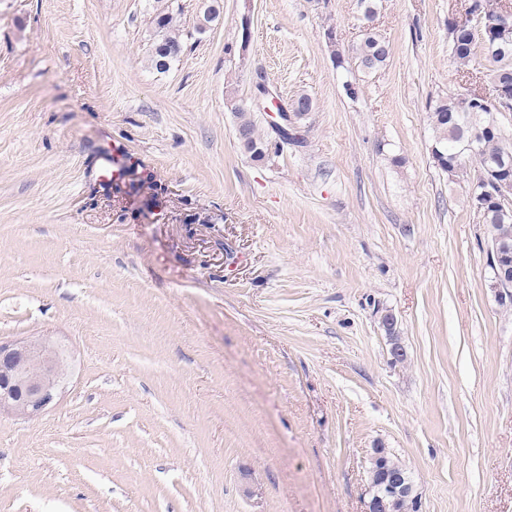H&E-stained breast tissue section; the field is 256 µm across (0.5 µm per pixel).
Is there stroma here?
Returning a JSON list of instances; mask_svg holds the SVG:
<instances>
[{
  "label": "stroma",
  "mask_w": 512,
  "mask_h": 512,
  "mask_svg": "<svg viewBox=\"0 0 512 512\" xmlns=\"http://www.w3.org/2000/svg\"><path fill=\"white\" fill-rule=\"evenodd\" d=\"M206 2L0 0V341L75 356L40 417L0 415V512H365L376 448L421 512H512V304L431 157L464 0H377L370 74L360 0H222L204 28ZM260 82L313 106L255 162L231 102ZM159 40L154 46V61L157 69L165 70L171 60L183 51V43L173 31L174 16L170 12H160L154 19ZM389 57V45L376 32L365 34L361 43L354 51L357 68L364 73H373L385 65Z\"/></svg>",
  "instance_id": "35a3bbf8"
}]
</instances>
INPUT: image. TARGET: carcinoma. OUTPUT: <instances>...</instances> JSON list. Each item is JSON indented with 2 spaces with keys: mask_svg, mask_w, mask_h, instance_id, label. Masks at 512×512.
<instances>
[{
  "mask_svg": "<svg viewBox=\"0 0 512 512\" xmlns=\"http://www.w3.org/2000/svg\"><path fill=\"white\" fill-rule=\"evenodd\" d=\"M159 40L154 46V61L157 69L165 70L171 60L183 51V43L173 31L174 16L170 12H160L154 19ZM451 62L460 77H465L474 69L477 54L460 46L448 45ZM482 55L490 63L486 79L489 84L485 98L466 99L460 94L439 98L429 107V120L432 128V145L440 152L436 166L448 171V163L460 158L473 171H483L497 167L500 151L505 144L499 128L494 134L471 145L469 136L477 128L497 124L496 112L499 111L490 100L499 88L512 93V41L504 42L489 35L482 45ZM389 57V45L376 32L365 34L354 51L357 68L365 73H373L385 65ZM238 119L237 138L241 147L253 151L266 149V142L253 120L250 109L244 105L234 108ZM484 223L492 224L490 243L497 244L504 258L497 264L501 283L512 289V223L493 224L491 215L484 217Z\"/></svg>",
  "mask_w": 512,
  "mask_h": 512,
  "instance_id": "carcinoma-1",
  "label": "carcinoma"
}]
</instances>
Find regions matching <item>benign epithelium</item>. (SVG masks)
<instances>
[{"instance_id": "1", "label": "benign epithelium", "mask_w": 512, "mask_h": 512, "mask_svg": "<svg viewBox=\"0 0 512 512\" xmlns=\"http://www.w3.org/2000/svg\"><path fill=\"white\" fill-rule=\"evenodd\" d=\"M451 27L466 32L468 42L485 39L489 33L482 15L469 8L461 16L448 18ZM499 38L512 37V12L500 14L493 23ZM499 179L492 182L469 177V172L456 165L448 169L450 177L463 176L469 183V201L478 210L485 200L491 199L504 205L503 216L512 212V176L507 168L512 166V151L504 150ZM72 376V357L61 344L49 338L21 340L13 343L0 342V413L5 412L21 419L39 417L59 397ZM370 469L380 472V490L370 495L366 512H395L399 502H413L415 512H420L421 499L407 476L387 465V452L376 448L370 459Z\"/></svg>"}]
</instances>
